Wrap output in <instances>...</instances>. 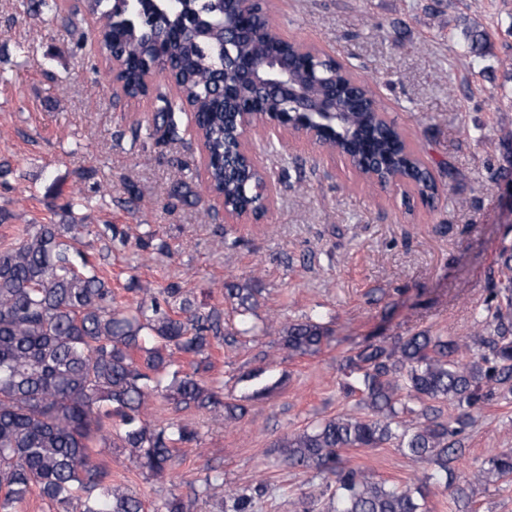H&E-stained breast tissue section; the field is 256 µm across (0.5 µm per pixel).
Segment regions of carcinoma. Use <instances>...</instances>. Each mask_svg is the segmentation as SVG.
I'll return each mask as SVG.
<instances>
[{
  "instance_id": "obj_1",
  "label": "carcinoma",
  "mask_w": 512,
  "mask_h": 512,
  "mask_svg": "<svg viewBox=\"0 0 512 512\" xmlns=\"http://www.w3.org/2000/svg\"><path fill=\"white\" fill-rule=\"evenodd\" d=\"M39 5L76 27L78 10L61 14L58 0ZM83 11L98 24V51L117 54L124 71L119 89L129 96L147 95L143 65L157 54L164 38L165 62L172 69L177 96L157 93L153 135L163 141L176 133L175 101L193 107L202 140L207 188L224 201L228 212L241 213L260 203L261 172L241 164V174L224 173V157L239 153L234 113L254 107L250 92L224 94L219 74L224 67L226 0H157L151 21L138 0H82ZM270 17L250 18L251 35L229 46L232 55L295 57V80L309 82L311 65L325 83L340 88L333 116L320 110L307 117L323 146L340 147L357 157L369 149L390 157L387 173L434 200V175L408 146L399 126L381 108L356 110L352 99L374 100L365 84L324 53L275 32L260 34ZM170 206L197 207L201 200L187 183L170 193ZM68 224H27L13 228L10 242L0 243V512L38 492L54 512H196L202 498L219 487L221 475L206 474L191 496L170 494L146 508L136 493L112 485L111 473L97 459L104 449L126 448L135 466L161 476L175 449L199 440L198 431L178 420L155 423L149 402L161 397L175 408L195 407L235 423L246 414L240 404L224 401L223 385L204 381L213 349L237 342L239 332L224 328V310L197 300L176 283L129 303L117 302L101 261L127 238L116 227L99 232L104 247L98 258L80 249L92 234L90 225L73 216ZM143 251L169 252L155 230L139 238ZM224 299L240 315L256 307L255 290L224 286ZM496 302L489 335L477 331L471 341L421 332L370 341L347 356L340 370L344 387L360 394L365 414H346L281 438V461L312 471L330 491L325 512H424V495L416 484L403 489L376 481L345 462L348 448H379L395 440L399 450L425 464L423 480H448L450 464L463 452L457 439L473 421L472 411L496 395H512V286L493 288ZM332 340V330L312 320L293 322L279 331V345L294 355H316ZM191 370L174 368L175 355ZM432 402H450L459 414L439 420ZM487 483L512 480V450L488 460ZM267 490L261 480L229 495L225 512H253L255 499Z\"/></svg>"
}]
</instances>
